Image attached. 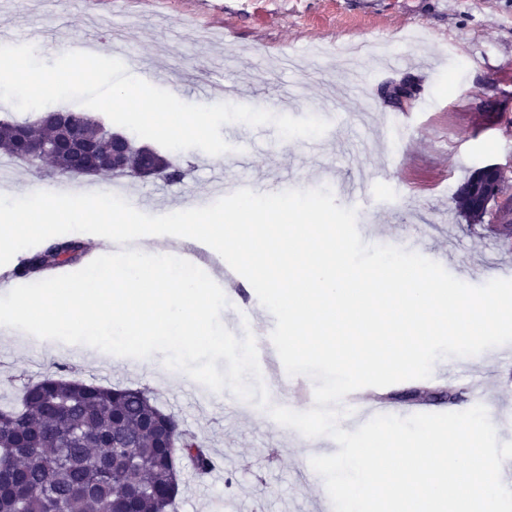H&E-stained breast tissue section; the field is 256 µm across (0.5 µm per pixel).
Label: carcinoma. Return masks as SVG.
I'll return each instance as SVG.
<instances>
[{"label": "carcinoma", "mask_w": 512, "mask_h": 512, "mask_svg": "<svg viewBox=\"0 0 512 512\" xmlns=\"http://www.w3.org/2000/svg\"><path fill=\"white\" fill-rule=\"evenodd\" d=\"M74 128L112 151L114 131L90 112H71ZM24 133L34 143L58 138L57 127L38 117L33 122L0 120V153L17 159ZM128 167L145 164L163 170L171 183H180L185 170L149 143H133ZM50 165L61 177H79L74 159L54 155ZM486 179L473 172L455 195L458 209L473 221L484 211L474 208L473 191L485 190ZM85 244L60 236L48 240L24 258L13 276L27 279L47 268L77 265ZM165 417L174 426V447L146 424ZM0 512H172L181 484L182 460L200 475L215 466L210 453L180 420L164 412L138 388L87 384L52 375L23 386L19 406L0 408ZM118 447H112V443Z\"/></svg>", "instance_id": "obj_1"}]
</instances>
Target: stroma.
Instances as JSON below:
<instances>
[{"instance_id":"stroma-1","label":"stroma","mask_w":512,"mask_h":512,"mask_svg":"<svg viewBox=\"0 0 512 512\" xmlns=\"http://www.w3.org/2000/svg\"><path fill=\"white\" fill-rule=\"evenodd\" d=\"M0 23L12 30L13 44L33 43L49 63L77 39L93 40L97 55L120 59L138 78L146 76V60L166 68L174 80L163 88L183 102L234 104L242 92L257 108L328 122L321 137L290 140L270 124L229 123L221 133L230 152H171L192 169L179 185L160 177L136 181L159 200L149 215L190 208L218 169L262 193L327 186L338 205L356 209L365 243L397 246L418 227L425 232L420 255L469 269L468 284L512 279V249L496 234L507 222L503 203L512 204V0H117L96 14L83 0H0ZM355 48L364 65L356 94L344 88ZM393 55L409 57L412 68L386 66ZM405 79L416 86L414 106L389 103L385 91ZM490 164L503 171L505 187L478 233L457 212L454 195ZM7 169L0 187L55 190L61 181L46 167L14 161ZM358 181L362 197L349 196ZM36 343L0 326L5 406L50 373L143 389L222 461L216 483L184 470L176 512H317L323 489L303 470L305 438L298 431L227 390L199 401L202 385L187 376L169 381L162 353L129 363L61 342L40 353ZM469 364L466 371L433 373L429 385L452 398L427 405V412L469 409L472 382L482 380L501 421L498 439L512 442V357L487 350ZM262 377L276 405L294 410L314 390L311 378L288 375L277 357Z\"/></svg>"}]
</instances>
